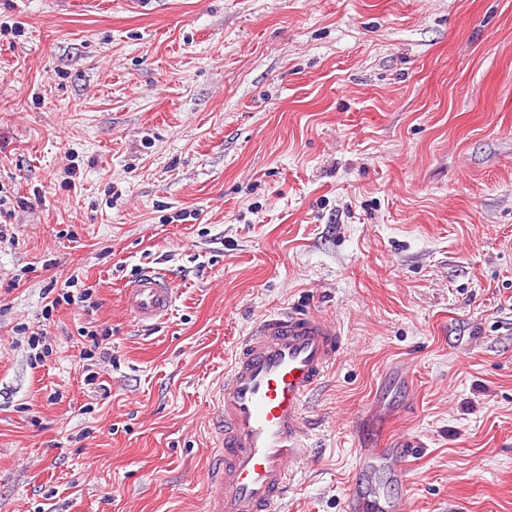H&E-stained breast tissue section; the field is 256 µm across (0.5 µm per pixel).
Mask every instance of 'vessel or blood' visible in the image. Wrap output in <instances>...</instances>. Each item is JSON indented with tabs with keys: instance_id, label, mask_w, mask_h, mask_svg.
I'll list each match as a JSON object with an SVG mask.
<instances>
[{
	"instance_id": "vessel-or-blood-1",
	"label": "vessel or blood",
	"mask_w": 512,
	"mask_h": 512,
	"mask_svg": "<svg viewBox=\"0 0 512 512\" xmlns=\"http://www.w3.org/2000/svg\"><path fill=\"white\" fill-rule=\"evenodd\" d=\"M123 307L138 323L159 325L176 293L159 271L140 273L123 290ZM342 347L340 330L310 311L286 307L265 314L213 392L210 432L216 440L206 470L205 512H277L289 470L303 451L302 406ZM346 495L347 512L373 500L378 512H402L379 496L364 474L384 469L404 482L393 451L360 448Z\"/></svg>"
}]
</instances>
